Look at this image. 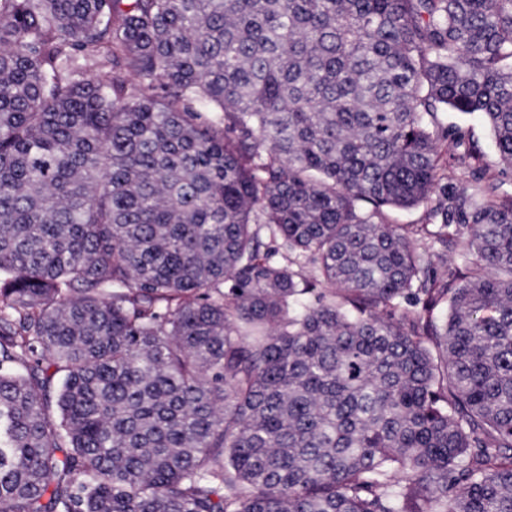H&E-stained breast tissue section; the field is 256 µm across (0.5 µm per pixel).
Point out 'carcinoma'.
Here are the masks:
<instances>
[{
    "instance_id": "1",
    "label": "carcinoma",
    "mask_w": 512,
    "mask_h": 512,
    "mask_svg": "<svg viewBox=\"0 0 512 512\" xmlns=\"http://www.w3.org/2000/svg\"><path fill=\"white\" fill-rule=\"evenodd\" d=\"M449 111L512 170V0H0V512H512Z\"/></svg>"
}]
</instances>
